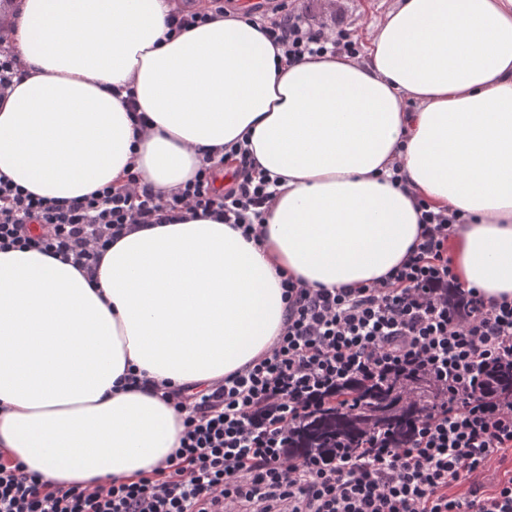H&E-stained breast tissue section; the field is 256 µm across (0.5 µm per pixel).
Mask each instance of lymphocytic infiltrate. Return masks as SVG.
Listing matches in <instances>:
<instances>
[{
	"label": "lymphocytic infiltrate",
	"mask_w": 512,
	"mask_h": 512,
	"mask_svg": "<svg viewBox=\"0 0 512 512\" xmlns=\"http://www.w3.org/2000/svg\"><path fill=\"white\" fill-rule=\"evenodd\" d=\"M245 15L289 64L361 52L345 29L313 22L294 0H259ZM229 154L234 177L221 191L208 164L166 194L131 172L69 201L35 197L1 175L0 248H34L90 270L130 226L189 215L261 242L276 180L248 149ZM413 205L421 232L382 282L311 288L283 276L287 314L268 351L194 393L155 384L184 416L162 467L66 488L0 460V512H512V397L490 376L512 362V300H486L459 281L448 241L461 213L420 197ZM412 373L432 382L436 400L405 444L379 432L358 448L292 455L297 426L339 403L341 387ZM496 465L497 481L486 484L482 474Z\"/></svg>",
	"instance_id": "f902f5d3"
}]
</instances>
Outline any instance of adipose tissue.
I'll return each mask as SVG.
<instances>
[{
	"label": "adipose tissue",
	"mask_w": 512,
	"mask_h": 512,
	"mask_svg": "<svg viewBox=\"0 0 512 512\" xmlns=\"http://www.w3.org/2000/svg\"><path fill=\"white\" fill-rule=\"evenodd\" d=\"M177 7L14 0L0 174L15 184L69 200L133 169L167 192L243 140L282 178L259 246L189 219L133 228L92 274L0 250V452L57 486L161 465L182 416L118 380L198 391L242 368L280 332L282 274L355 288L400 264L420 232L413 196L470 216L450 241L459 280L512 297V0H400L363 58L290 65L238 14L167 38Z\"/></svg>",
	"instance_id": "ef3b65f1"
}]
</instances>
